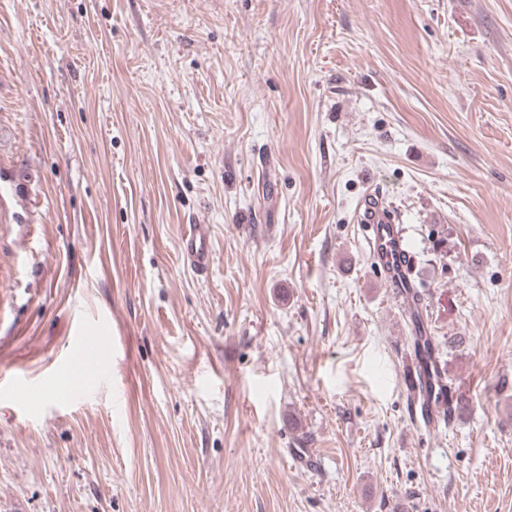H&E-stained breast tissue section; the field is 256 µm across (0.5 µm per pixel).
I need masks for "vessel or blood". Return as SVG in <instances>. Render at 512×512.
Returning a JSON list of instances; mask_svg holds the SVG:
<instances>
[{
	"label": "vessel or blood",
	"mask_w": 512,
	"mask_h": 512,
	"mask_svg": "<svg viewBox=\"0 0 512 512\" xmlns=\"http://www.w3.org/2000/svg\"><path fill=\"white\" fill-rule=\"evenodd\" d=\"M358 223L367 230L366 242L375 263L387 279L396 298L410 300L412 283L404 276L408 250L405 239L394 218L390 216L381 195L370 192L361 201L357 212ZM181 257L198 275H207L214 263V253L209 225H189L181 241ZM432 378L420 369L417 360H410L403 376V384L410 399V414L416 425L428 428L439 422H453L454 404L437 401L432 390ZM26 386L21 373L14 372L0 377V387L6 395L30 407L34 401L25 396Z\"/></svg>",
	"instance_id": "obj_1"
}]
</instances>
